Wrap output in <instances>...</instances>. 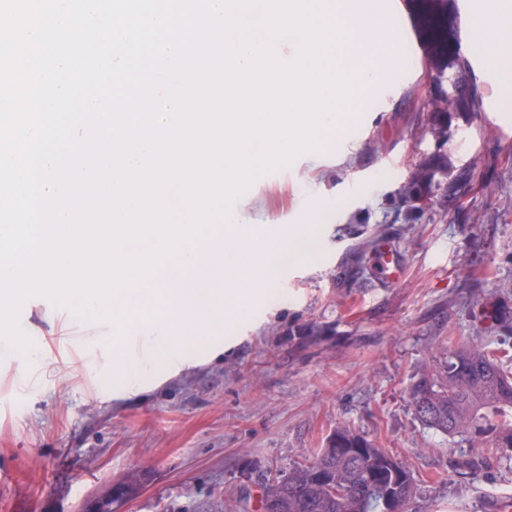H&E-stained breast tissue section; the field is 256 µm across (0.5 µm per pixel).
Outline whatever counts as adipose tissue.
<instances>
[{
    "mask_svg": "<svg viewBox=\"0 0 512 512\" xmlns=\"http://www.w3.org/2000/svg\"><path fill=\"white\" fill-rule=\"evenodd\" d=\"M466 28L484 43L488 64L502 72V99L512 98V0H494L491 9L470 14Z\"/></svg>",
    "mask_w": 512,
    "mask_h": 512,
    "instance_id": "ef3b65f1",
    "label": "adipose tissue"
}]
</instances>
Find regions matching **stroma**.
<instances>
[{
	"label": "stroma",
	"instance_id": "obj_1",
	"mask_svg": "<svg viewBox=\"0 0 512 512\" xmlns=\"http://www.w3.org/2000/svg\"><path fill=\"white\" fill-rule=\"evenodd\" d=\"M399 3L405 49L391 79L341 138L261 172L245 190L254 207L229 210L310 225L315 257L284 269L247 316L213 321L179 373L113 396L110 319L75 323L50 299L23 303L19 325L36 354L22 366L0 343V512H84L137 472L142 485L115 512H238L247 476L288 470L347 420L412 468L410 512H496L512 498V458L461 477L450 461L466 443L424 429L406 395L433 337L487 335L485 315L512 283V103L499 98L484 45L462 30L473 0H452L448 55L470 67L448 79L480 109L454 121L443 148L449 176L480 175L465 198H433L431 216L412 219L403 188L438 146L417 107L438 84L413 0H375L390 12ZM385 242L394 279L375 272ZM310 323L321 335L300 334Z\"/></svg>",
	"mask_w": 512,
	"mask_h": 512
}]
</instances>
